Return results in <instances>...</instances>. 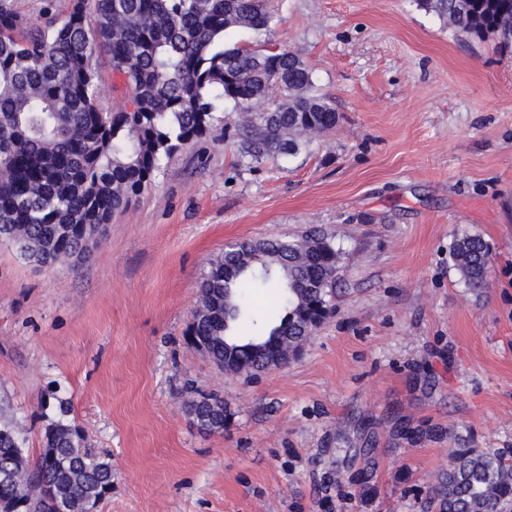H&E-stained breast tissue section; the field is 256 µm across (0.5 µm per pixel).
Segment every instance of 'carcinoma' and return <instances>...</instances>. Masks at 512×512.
Instances as JSON below:
<instances>
[{
    "label": "carcinoma",
    "mask_w": 512,
    "mask_h": 512,
    "mask_svg": "<svg viewBox=\"0 0 512 512\" xmlns=\"http://www.w3.org/2000/svg\"><path fill=\"white\" fill-rule=\"evenodd\" d=\"M456 36L512 46V0H416ZM270 0H72L59 16L30 23L0 0V240L25 260H75L151 186L181 149L235 123L242 160L294 156L336 129L339 115L318 94L313 71L292 50L227 42L245 30L268 35ZM131 89V105L106 106L102 61ZM451 259L474 294L488 287L490 250L464 233ZM341 248L311 230L291 240L235 242L210 263L188 332L213 362L224 345L248 375L274 346L292 353L332 306ZM185 411L202 433L224 430V399L189 387ZM0 500L22 498L28 512H85L112 484V464L84 447L63 420L45 427L32 459L14 432L0 429ZM433 502L439 512H512V456L448 449Z\"/></svg>",
    "instance_id": "carcinoma-1"
}]
</instances>
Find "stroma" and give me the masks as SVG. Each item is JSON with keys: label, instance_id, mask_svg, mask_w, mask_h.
I'll list each match as a JSON object with an SVG mask.
<instances>
[{"label": "stroma", "instance_id": "obj_1", "mask_svg": "<svg viewBox=\"0 0 512 512\" xmlns=\"http://www.w3.org/2000/svg\"><path fill=\"white\" fill-rule=\"evenodd\" d=\"M271 6L333 133L253 165L218 126L82 259L0 244V427L32 457L50 420L79 428L115 473L97 512H426L449 449L512 452V49L414 0ZM308 230L343 252L331 316L282 368L224 373L186 341L210 261ZM465 232L492 256L478 296ZM188 381L223 431L190 423ZM451 259L461 282L474 294H481L488 286L490 250L477 234L464 233L452 246Z\"/></svg>", "mask_w": 512, "mask_h": 512}]
</instances>
